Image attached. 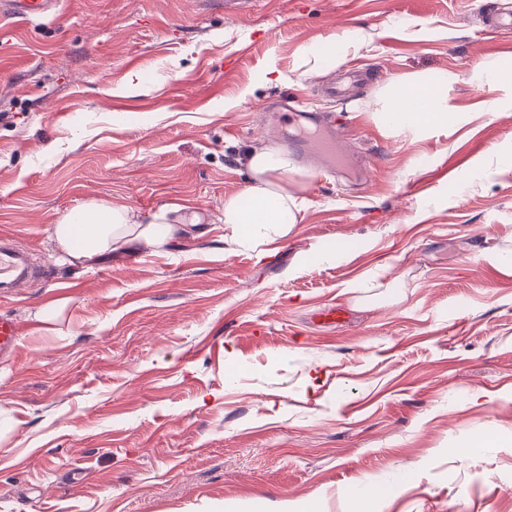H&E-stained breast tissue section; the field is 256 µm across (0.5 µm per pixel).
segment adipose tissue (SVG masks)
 <instances>
[{
  "instance_id": "adipose-tissue-1",
  "label": "adipose tissue",
  "mask_w": 512,
  "mask_h": 512,
  "mask_svg": "<svg viewBox=\"0 0 512 512\" xmlns=\"http://www.w3.org/2000/svg\"><path fill=\"white\" fill-rule=\"evenodd\" d=\"M447 77L432 84H421L409 78L390 83L382 103L383 111L400 118L402 128L420 134L432 126L447 123L450 117L444 91ZM428 99L426 111H413L411 98ZM247 166L252 182L240 194L225 199L224 223L238 237L272 239L287 233L290 225L299 223L303 201L288 188L292 162L287 154L266 147L248 154ZM191 219L178 215L176 207L163 206L140 217L131 208L91 202L65 214L53 224L49 237L60 258L71 265L90 266L106 254H122L147 247L156 253L175 246ZM83 224L85 241L81 248L72 245L74 224Z\"/></svg>"
}]
</instances>
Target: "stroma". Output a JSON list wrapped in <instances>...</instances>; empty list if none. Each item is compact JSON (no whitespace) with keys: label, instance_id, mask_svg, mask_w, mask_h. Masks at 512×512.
I'll list each match as a JSON object with an SVG mask.
<instances>
[{"label":"stroma","instance_id":"1","mask_svg":"<svg viewBox=\"0 0 512 512\" xmlns=\"http://www.w3.org/2000/svg\"><path fill=\"white\" fill-rule=\"evenodd\" d=\"M485 2L0 16V235L45 267L0 308L22 328L0 359V512H356L381 483L367 512H512V86L492 82L512 31ZM352 70L354 100L326 94ZM444 72L448 125L388 123L390 80ZM287 100L335 115L362 177L290 151ZM257 146L289 151L304 209L287 236L240 243L221 211ZM92 200L199 222L165 254L63 263L49 228ZM332 306L346 319L319 321Z\"/></svg>","mask_w":512,"mask_h":512}]
</instances>
